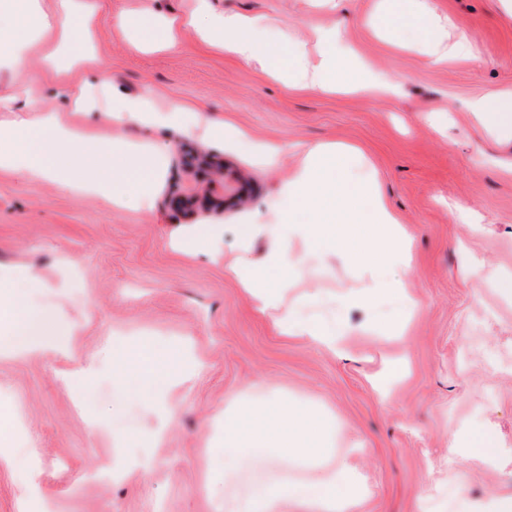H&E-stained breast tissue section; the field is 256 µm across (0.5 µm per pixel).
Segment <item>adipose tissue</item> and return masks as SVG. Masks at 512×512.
Masks as SVG:
<instances>
[{
  "instance_id": "1",
  "label": "adipose tissue",
  "mask_w": 512,
  "mask_h": 512,
  "mask_svg": "<svg viewBox=\"0 0 512 512\" xmlns=\"http://www.w3.org/2000/svg\"><path fill=\"white\" fill-rule=\"evenodd\" d=\"M101 0H0V70L22 82V97H0L1 112H20V121L0 120V170H9L31 180H49L78 195L108 197L114 206L148 207L160 184L162 164L155 150L117 138L95 136L88 120L106 115L111 124H136L145 128H169L194 136L206 131L229 146L248 151L259 165L279 164V146L254 141L240 125L230 120L210 119L192 103L158 106L153 98L119 92L112 87L108 64L97 39ZM124 23L133 32L131 45L138 50H171L182 33L195 30L206 45L224 51L265 73H273L279 53L267 35L265 21L234 13L213 11L209 0H199L187 15L155 17L143 10ZM409 28L425 29L428 38L420 52L426 66H437L466 51L465 44H448L444 26L423 0L403 17ZM45 49L30 61L32 42ZM324 50L316 61H308L302 44L288 51L285 72L293 89H315L332 93L346 86L357 74V90L393 89V80L367 70H355L344 55L336 33L323 38ZM52 73L53 92H46L41 73ZM56 96L75 115L62 123L47 101ZM478 122L494 132L512 131V94L475 99L470 107ZM276 219L271 223L242 224L237 235L242 248L264 241L260 262L239 258L228 273L243 288L254 308L263 314L278 312L276 326L283 334L304 338L323 348L342 349L345 327L308 315L309 299L286 303L290 271L306 260L325 263L336 255L338 242L354 243L350 259L360 268L364 286L343 297V304L365 303L399 294L396 282L385 279V265L406 266L412 259L408 232L387 203L376 196L373 179L355 180L348 161L325 146L308 149L303 163L282 185L272 203ZM179 251L216 257L224 251V227L220 224L192 225L174 238ZM43 283L34 274L7 273L0 276V353L28 356L68 357L71 329L59 311L34 306ZM123 336L112 339V374L135 390L150 391L155 404L165 407L169 395L183 383L182 376H169L159 385L162 373L156 362L158 347L142 342L135 362H126ZM329 424L308 409L296 406L287 396L270 394L259 402L238 399L224 411V512H281L286 502L307 506L313 512H351L355 493L336 485L335 470L318 467L305 482L292 486L258 483L241 494L232 486L237 470L250 463L256 448L269 449L266 463L291 457L327 458Z\"/></svg>"
}]
</instances>
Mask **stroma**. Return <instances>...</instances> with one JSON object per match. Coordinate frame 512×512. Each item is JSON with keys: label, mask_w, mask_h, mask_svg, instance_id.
<instances>
[{"label": "stroma", "mask_w": 512, "mask_h": 512, "mask_svg": "<svg viewBox=\"0 0 512 512\" xmlns=\"http://www.w3.org/2000/svg\"><path fill=\"white\" fill-rule=\"evenodd\" d=\"M144 0H102L98 42L123 91L159 105H202L255 140L283 149L262 168L241 150L203 136L130 125L94 127L147 141L165 155L161 185L148 209L116 208L103 196L77 198L58 184L0 171V265L35 269L47 282L41 300L60 306L75 329L72 357L0 358V512H224L213 450L224 427L216 417L244 393L285 392L334 421L336 464L364 490L356 512H463L472 498L512 497V461L487 467L449 458L467 428L486 447L512 452V296L498 282L512 275V134L483 130L469 110L479 97L512 91V14L503 0H431L448 40L467 55L424 66L419 50L394 48L404 32L386 19L388 0H212L215 9L268 22L279 49L302 43L309 58L334 29L348 55L396 80L379 95L294 90L185 31L177 52L131 49L122 17ZM336 143L355 149L356 171L373 169L387 204L408 229L410 266L386 269L414 300L403 335L374 329L395 298L338 309L363 279L339 245L326 264L307 263L290 279L289 299L318 291L313 315L349 323L345 355L284 335L256 313L224 271L238 254L232 229L254 221L275 199L304 149ZM218 154L239 175L243 201L194 223L226 226L224 256L175 251L187 221L180 197L224 198V176L193 158ZM67 281V295L54 285ZM168 345L170 368L190 343L191 378L166 411L120 395L107 350L115 332ZM407 373L389 382L387 365ZM87 384L66 380L86 362ZM163 427L161 441L152 429ZM148 451L119 480L94 479L100 466Z\"/></svg>", "instance_id": "35a3bbf8"}]
</instances>
